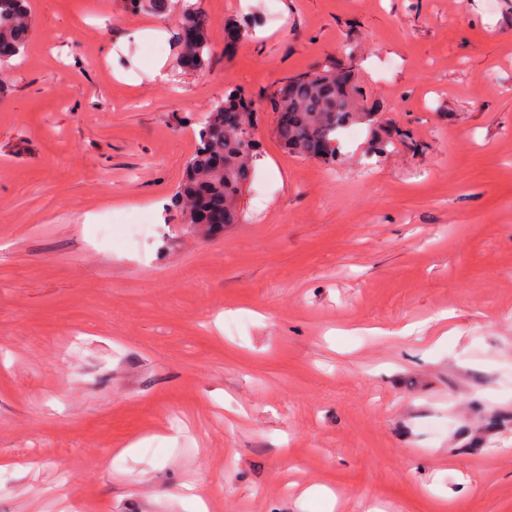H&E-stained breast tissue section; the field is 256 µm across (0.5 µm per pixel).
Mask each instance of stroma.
Listing matches in <instances>:
<instances>
[{
	"label": "stroma",
	"instance_id": "1",
	"mask_svg": "<svg viewBox=\"0 0 512 512\" xmlns=\"http://www.w3.org/2000/svg\"><path fill=\"white\" fill-rule=\"evenodd\" d=\"M200 4L195 72L127 0H29L0 68V512H512V0ZM330 58L377 116L333 166L273 110ZM228 90L259 156L201 238L175 192Z\"/></svg>",
	"mask_w": 512,
	"mask_h": 512
}]
</instances>
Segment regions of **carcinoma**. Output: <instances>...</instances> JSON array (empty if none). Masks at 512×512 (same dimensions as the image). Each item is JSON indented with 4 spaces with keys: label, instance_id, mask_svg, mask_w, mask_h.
I'll return each instance as SVG.
<instances>
[{
    "label": "carcinoma",
    "instance_id": "obj_1",
    "mask_svg": "<svg viewBox=\"0 0 512 512\" xmlns=\"http://www.w3.org/2000/svg\"><path fill=\"white\" fill-rule=\"evenodd\" d=\"M181 27L177 34L176 69L187 72L202 68L210 54L208 29L211 21L200 4L181 0ZM144 13L165 14L171 0H130ZM26 0H0V66L24 55L30 33ZM277 112L289 119L276 127L285 149L294 155L336 163L341 156L342 133L357 123L371 121L352 72L329 60L314 71L288 80L274 98ZM256 113L235 93L216 100L200 122L195 151L189 158L178 198L180 223L189 224L203 236L214 224L206 200L224 203V223L239 222V201L257 161L253 132Z\"/></svg>",
    "mask_w": 512,
    "mask_h": 512
}]
</instances>
